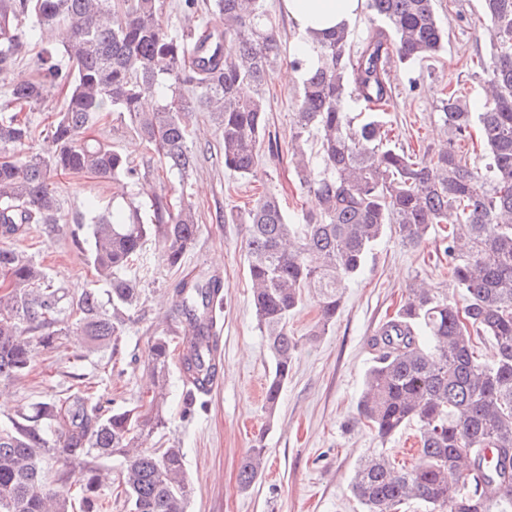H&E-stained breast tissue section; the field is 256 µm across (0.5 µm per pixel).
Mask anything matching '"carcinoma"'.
Wrapping results in <instances>:
<instances>
[{"label": "carcinoma", "mask_w": 512, "mask_h": 512, "mask_svg": "<svg viewBox=\"0 0 512 512\" xmlns=\"http://www.w3.org/2000/svg\"><path fill=\"white\" fill-rule=\"evenodd\" d=\"M386 28L359 44L352 30L329 33L313 46L314 71L302 77L293 133L286 149L300 188L318 200L316 212L291 219L278 198L259 197L248 211L244 239L252 306L273 369L265 409L274 413L302 342L288 319L312 293L318 319L310 336L336 321L345 293L363 272L385 230L403 245L433 241L465 305L441 288L413 285L371 339L375 357L357 401L358 419L385 441L403 426L417 427L418 458L408 469L385 453L362 458L351 481L365 512H507L512 507V0H484L478 26L491 41L488 95L479 112L454 90L440 119L449 137L428 154L391 145L385 120L392 101L391 62L414 65L443 50L448 32L434 0H367ZM216 17L197 25V13ZM40 31L31 78L7 86L0 112V237L28 224L59 223L62 174L149 186L148 218L134 203L113 212L90 208L72 217L92 226L86 252L96 281L109 286L112 314L95 289L72 305L76 325L97 348L117 346L126 333L137 288L122 273L141 258L149 238L166 263L180 268L196 241L195 207L156 185L150 172L112 146L87 135L112 112L128 116L159 170L180 182L197 168L186 115L203 107L216 116L224 166L244 178L258 175L260 157L279 154L267 130L265 86L282 42L264 0H183L177 22L165 0H0V77L30 52L24 28ZM65 100L46 133L27 113L48 107L52 90ZM369 105L354 115L351 105ZM478 127L484 163L467 162L462 145ZM316 134V155L305 134ZM41 141L37 152L29 143ZM218 274L183 280V385L215 370ZM59 297L42 269L18 251L0 247V382L21 379L32 347L51 348L59 326ZM491 342L483 360L477 344ZM171 349L155 336L146 356L153 383L147 407L105 416L85 393L40 403L0 427V512H73L69 473L61 489L46 482L44 453L62 449L87 474L79 484L82 512H101L89 474L101 458L123 463L121 486L129 512H187L192 488L176 445L151 440L167 427ZM267 449L247 451L239 487L262 473Z\"/></svg>", "instance_id": "cac0c4a2"}]
</instances>
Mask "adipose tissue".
<instances>
[{"label":"adipose tissue","instance_id":"1","mask_svg":"<svg viewBox=\"0 0 512 512\" xmlns=\"http://www.w3.org/2000/svg\"><path fill=\"white\" fill-rule=\"evenodd\" d=\"M363 3L364 0H282L285 13L306 37L298 45L297 55L314 62L311 47L316 35L352 26Z\"/></svg>","mask_w":512,"mask_h":512}]
</instances>
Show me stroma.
Returning <instances> with one entry per match:
<instances>
[{
    "label": "stroma",
    "mask_w": 512,
    "mask_h": 512,
    "mask_svg": "<svg viewBox=\"0 0 512 512\" xmlns=\"http://www.w3.org/2000/svg\"><path fill=\"white\" fill-rule=\"evenodd\" d=\"M266 5L284 44L265 91L266 110L271 130L285 143L292 133L299 84L284 82L283 75L300 33L281 0H266ZM435 5L448 43L425 63L411 68L392 64L394 104L387 116L399 144L426 152L437 149L444 138L439 120L443 88L460 87L473 108L484 103L485 76L473 72L472 61L490 53L488 36L472 25L482 12V0H435ZM188 124L198 167L184 196L195 204L200 220L197 240L185 261L187 269L216 272L224 279L221 368L216 385L196 402L194 416L187 419L182 415L179 369L171 367L169 423L158 444L173 443L184 450L192 485L189 512H363L350 490L358 461L383 452L396 463L408 464L416 445L415 424L382 442L356 420V403L373 358L368 340L414 281L447 289L457 300L463 294L453 287L432 247H408L394 232H386L363 273L347 289L342 310L324 336L307 338L318 317L312 298H305L291 318V329L304 340L302 351L276 412L266 413L264 392L271 363L251 307L242 247L246 205L252 195L270 192L290 213L310 207L311 199L301 194L285 158L263 155L257 180L240 178L224 167L222 141L210 113H190ZM92 135L128 154L139 167L150 161L130 122L105 120ZM57 183L61 222L32 225L11 246L43 269L46 284L62 294L61 306L66 309L86 287H95L99 296L107 294L105 284L95 283L92 268L75 244L87 232L71 218L91 203L103 211L110 209L114 188L89 174L61 175ZM228 214L233 222H225ZM143 254V264L124 273L136 284L140 298L118 352L93 350L76 334L62 337L52 349H36L28 375L0 383V392L9 398L0 408V425L17 411L61 398L79 380L90 385L91 396L107 410L148 400L143 360L152 337H174L180 330L177 289L182 274L167 266L157 240H148ZM257 444L267 450L266 467L256 484L243 491L237 483L239 466Z\"/></svg>",
    "instance_id": "stroma-1"
}]
</instances>
